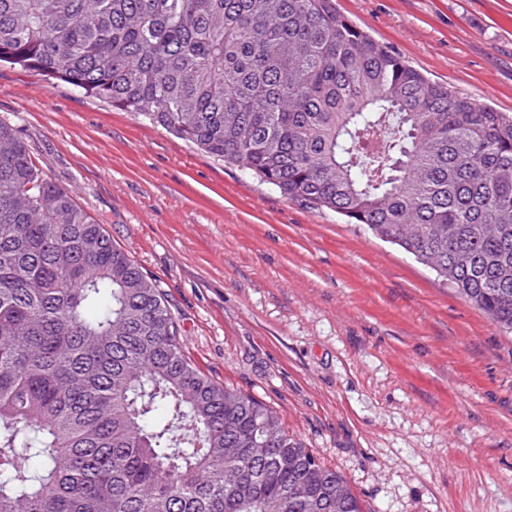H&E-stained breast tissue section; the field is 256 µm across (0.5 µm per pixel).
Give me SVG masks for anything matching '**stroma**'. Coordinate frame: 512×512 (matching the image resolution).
Returning <instances> with one entry per match:
<instances>
[{"instance_id":"1","label":"stroma","mask_w":512,"mask_h":512,"mask_svg":"<svg viewBox=\"0 0 512 512\" xmlns=\"http://www.w3.org/2000/svg\"><path fill=\"white\" fill-rule=\"evenodd\" d=\"M431 81L512 115V0H336ZM0 122L162 288L183 350L364 512H512V334L402 248L41 72Z\"/></svg>"}]
</instances>
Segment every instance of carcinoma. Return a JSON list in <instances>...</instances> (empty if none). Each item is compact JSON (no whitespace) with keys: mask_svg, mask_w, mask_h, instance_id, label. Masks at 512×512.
Here are the masks:
<instances>
[{"mask_svg":"<svg viewBox=\"0 0 512 512\" xmlns=\"http://www.w3.org/2000/svg\"><path fill=\"white\" fill-rule=\"evenodd\" d=\"M0 62L402 247L512 333V116L334 0H0ZM295 483L362 512L186 358L162 290L0 123V512H298Z\"/></svg>","mask_w":512,"mask_h":512,"instance_id":"cac0c4a2","label":"carcinoma"}]
</instances>
